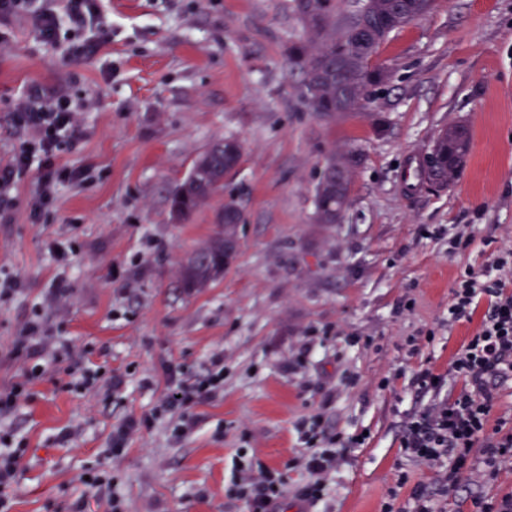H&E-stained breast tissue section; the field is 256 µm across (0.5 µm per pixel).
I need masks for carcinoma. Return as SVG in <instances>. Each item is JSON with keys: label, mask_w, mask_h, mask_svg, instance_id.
Here are the masks:
<instances>
[{"label": "carcinoma", "mask_w": 512, "mask_h": 512, "mask_svg": "<svg viewBox=\"0 0 512 512\" xmlns=\"http://www.w3.org/2000/svg\"><path fill=\"white\" fill-rule=\"evenodd\" d=\"M292 9L303 29L290 48V61L299 70L301 85L322 72L317 94L302 100L309 111L334 116L366 106L372 90L385 84L389 71L371 63L379 45L431 9L428 0H293ZM233 138L210 144L202 153L205 164L196 179L183 180L173 193L170 209L187 223L204 206L223 195L224 178L238 164L228 152ZM471 147L469 130L459 124L442 129L430 148V164L421 169V179L451 183L467 163ZM356 171L354 153H334L326 165L323 181L315 193V220L334 224L349 204L348 191ZM210 259L188 261L179 267L178 278L189 291L206 288L224 277V232L205 243Z\"/></svg>", "instance_id": "carcinoma-1"}]
</instances>
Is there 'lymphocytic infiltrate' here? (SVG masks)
Masks as SVG:
<instances>
[{
  "instance_id": "obj_1",
  "label": "lymphocytic infiltrate",
  "mask_w": 512,
  "mask_h": 512,
  "mask_svg": "<svg viewBox=\"0 0 512 512\" xmlns=\"http://www.w3.org/2000/svg\"><path fill=\"white\" fill-rule=\"evenodd\" d=\"M101 0H0V22L27 16L42 43L57 45L61 21H68L77 32L94 28L101 16ZM15 115L25 131L23 142L9 162L0 167V214L13 207L10 188L17 174L37 165L41 191L31 204L33 216H40L58 182L77 181L81 172L60 167L58 152L74 145L81 136L79 107L67 91L51 95L30 92L14 102ZM487 311L464 347L453 357L448 374L421 369L416 383L437 391L438 396L407 421L401 441L406 456L435 468L434 487H416L413 492L414 512H445L449 498L455 497L476 464L495 469L512 461V430L504 421H492L491 412L501 385L512 381V248H501L493 265L477 272L465 268L456 278L448 301V320L455 323L470 320L480 302ZM15 350L38 357L24 380L0 388V418L10 414L30 385L45 373L47 363L55 359L39 323L27 325L17 337ZM464 378L465 388L452 396L441 390L448 376ZM224 386L223 372H215L196 384L177 385L175 394L162 405L175 414L174 430L186 435L197 424L190 414L191 403L210 398ZM312 438L323 437L327 448L316 450L303 459L302 466L311 480L300 491L299 500L310 505L324 495L327 481L335 469L339 449L362 444L363 436L345 438L327 435L321 420H314ZM24 452L8 427L0 425V512H11L9 489L17 475ZM232 495L244 498L249 512H279L285 498L282 474L274 469L238 464Z\"/></svg>"
}]
</instances>
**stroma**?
<instances>
[{
  "instance_id": "35a3bbf8",
  "label": "stroma",
  "mask_w": 512,
  "mask_h": 512,
  "mask_svg": "<svg viewBox=\"0 0 512 512\" xmlns=\"http://www.w3.org/2000/svg\"><path fill=\"white\" fill-rule=\"evenodd\" d=\"M107 37L79 60L43 44L21 17L0 29V164L24 139L12 111L34 89L67 87L82 106V138L57 162L85 170L58 184L39 222L29 218L40 173L14 184L0 220V387L28 359L11 357L27 324L68 350L9 420L26 451L11 512H248L230 496L238 457L280 471L297 512L308 480L302 423L365 434L339 457L311 512H406L433 471L400 448L401 425L432 396L422 368L447 374L480 323H449L460 271L512 243V0H434L376 54L390 80L368 108L333 117L307 111L289 48L302 33L291 0H104ZM468 125L472 150L448 187L407 175L449 123ZM238 139L240 167L223 201L245 220L223 278L191 293L180 264L217 229L212 207L174 223L169 199L193 160L218 138ZM355 150L349 205L314 220L327 160ZM68 293L52 302L53 288ZM224 388L192 406L183 439L156 411L177 383L203 379L215 359ZM108 383L68 386L72 365ZM144 420L119 457L112 430ZM109 471L90 489L80 475ZM406 483H399V475ZM512 495V465L463 485L448 512L473 496Z\"/></svg>"
}]
</instances>
